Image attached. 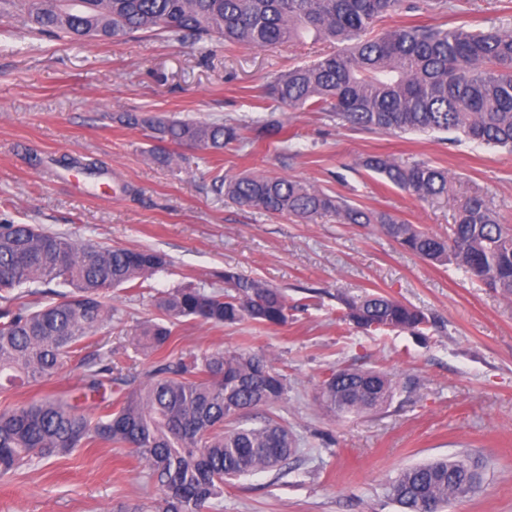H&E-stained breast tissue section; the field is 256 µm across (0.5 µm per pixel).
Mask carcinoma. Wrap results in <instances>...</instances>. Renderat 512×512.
<instances>
[{"instance_id": "cac0c4a2", "label": "carcinoma", "mask_w": 512, "mask_h": 512, "mask_svg": "<svg viewBox=\"0 0 512 512\" xmlns=\"http://www.w3.org/2000/svg\"><path fill=\"white\" fill-rule=\"evenodd\" d=\"M399 0H0L41 30L71 40H124L144 33L205 44L220 39L258 48L284 42H347L341 52L276 75L264 96L284 111L321 112L336 125L376 133L460 134L489 147L512 148V29L492 25L468 31L442 25H404L375 32ZM128 127L149 125L158 142L155 160L170 161L165 145L214 153L229 146L275 139L287 144L283 124L257 117L144 119L120 117ZM365 170L427 202L454 198V177L426 162L402 165L382 155L359 162ZM238 205L309 222L328 213L341 224H378L404 249L452 265L471 282L512 299V226L475 191L458 205L448 237L416 224L358 207L340 195L286 176L217 177ZM146 248L79 244L34 224H0V390L40 384L112 322L105 294L136 290L164 268ZM56 283L58 299L29 301L28 287ZM224 292L186 285L157 297L167 324L146 323L133 341L150 356L164 350L184 319L212 326L288 321L284 291L260 279L224 272ZM341 319L365 331L423 335L428 318L381 293L342 301ZM116 352L84 363L82 392H51L0 410V476L35 459H49L104 442L126 447L145 462L163 496L138 512H209L229 479L279 470L296 454L288 425L271 416L224 427L272 407L287 390L286 377L259 350L189 353L145 374L146 381L91 420L81 402L102 395L117 369ZM395 386L380 369L331 368L317 399L333 417L375 411ZM479 461L455 456L402 470L388 487L401 512H444L479 491Z\"/></svg>"}]
</instances>
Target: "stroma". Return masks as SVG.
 <instances>
[{
  "label": "stroma",
  "mask_w": 512,
  "mask_h": 512,
  "mask_svg": "<svg viewBox=\"0 0 512 512\" xmlns=\"http://www.w3.org/2000/svg\"><path fill=\"white\" fill-rule=\"evenodd\" d=\"M381 28L411 23L485 29L512 21V0H403ZM335 44L246 48L160 36L74 42L0 18V223L37 224L79 243L151 248L168 265L148 288L115 290L112 324L87 339L83 355L118 351V373L136 387L146 372L186 353L250 348L269 353L288 390L270 408L287 424L297 454L281 472H257L224 488L211 512H400L388 486L407 467L468 455L483 465L479 492L447 512H512V302L451 266L426 262L376 224H304L237 206L215 184L254 173L319 185L365 209L443 237L454 206L418 200L359 167L369 155L426 161L454 176L457 196L482 190L512 225V152L438 134L371 133L337 127L317 112H282L291 146L256 142L221 154L170 146L149 158L145 126L120 114L196 120L263 116V86L280 71L335 51ZM95 161L105 173L73 184L67 161ZM282 289V326L244 321L179 326L161 353H137L131 331L161 321L159 292L187 284L223 290L225 271ZM379 291L422 310L426 335L370 334L337 321L341 299ZM80 359L48 381L0 394V409L79 388ZM380 368L396 385L382 410L343 418L315 400L329 367ZM148 465L100 443L0 477V512H130L159 497Z\"/></svg>",
  "instance_id": "35a3bbf8"
}]
</instances>
